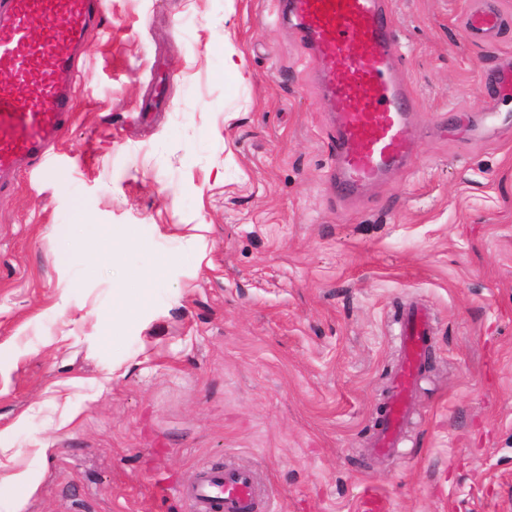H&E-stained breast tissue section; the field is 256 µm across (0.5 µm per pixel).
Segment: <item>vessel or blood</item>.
<instances>
[{
	"label": "vessel or blood",
	"mask_w": 512,
	"mask_h": 512,
	"mask_svg": "<svg viewBox=\"0 0 512 512\" xmlns=\"http://www.w3.org/2000/svg\"><path fill=\"white\" fill-rule=\"evenodd\" d=\"M102 0H0V172L45 157L73 119L72 79ZM277 17L312 66L329 115L330 178L342 201L393 169L417 147L413 93L399 65L391 0H278ZM471 41L489 44L506 18L496 0H474L464 19ZM72 51L64 54L61 43ZM431 327L408 309L398 320L403 357L375 434L382 453L398 448L411 392L426 364ZM179 495L187 512H279L254 471L199 465Z\"/></svg>",
	"instance_id": "1"
}]
</instances>
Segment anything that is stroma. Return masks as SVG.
<instances>
[{"mask_svg":"<svg viewBox=\"0 0 512 512\" xmlns=\"http://www.w3.org/2000/svg\"><path fill=\"white\" fill-rule=\"evenodd\" d=\"M470 0H392L418 155L353 205L274 0H104L45 161L0 175V430L23 512H184L198 464L281 512H512V124L481 140ZM247 57L224 72V43ZM121 245L120 264L80 246ZM125 269L152 276L114 320ZM418 306L430 357L402 446L371 447Z\"/></svg>","mask_w":512,"mask_h":512,"instance_id":"stroma-1","label":"stroma"}]
</instances>
